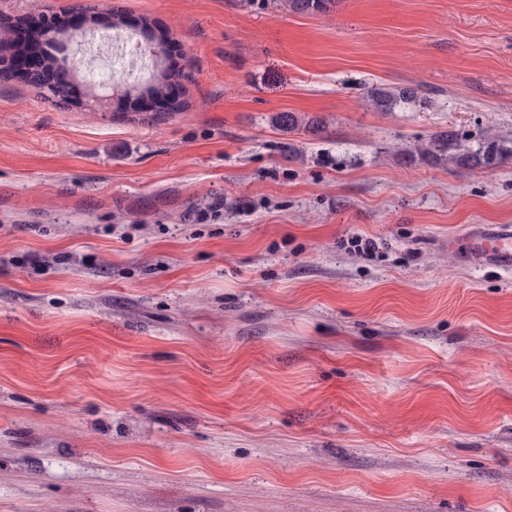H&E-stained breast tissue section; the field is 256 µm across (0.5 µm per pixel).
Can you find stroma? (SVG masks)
<instances>
[{"instance_id":"1","label":"stroma","mask_w":512,"mask_h":512,"mask_svg":"<svg viewBox=\"0 0 512 512\" xmlns=\"http://www.w3.org/2000/svg\"><path fill=\"white\" fill-rule=\"evenodd\" d=\"M94 2L182 109L0 80V512H512V271L448 247L512 225V0ZM373 104L382 112H391L401 102L416 99L418 92L415 89L389 90L384 87H375L369 91ZM276 124L287 130L288 132L294 131H308L319 128V122L315 119H305V117H300L293 112H280L275 117ZM456 134L453 131H439L431 135L429 140L417 148V153L422 160L438 161L446 157L448 150L455 146ZM473 140L476 142V148L464 154L463 161L474 167L486 169L496 165L504 153V148L484 135L475 136Z\"/></svg>"}]
</instances>
